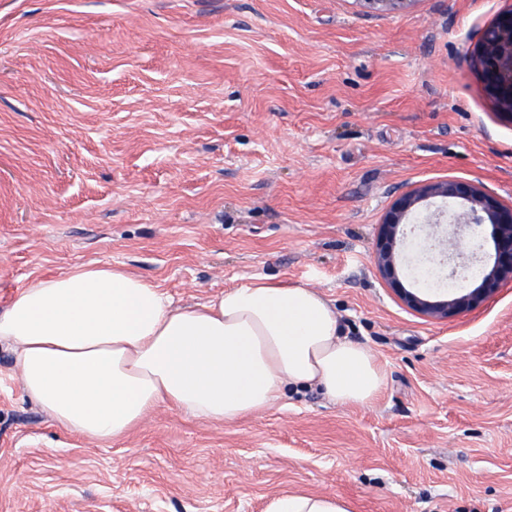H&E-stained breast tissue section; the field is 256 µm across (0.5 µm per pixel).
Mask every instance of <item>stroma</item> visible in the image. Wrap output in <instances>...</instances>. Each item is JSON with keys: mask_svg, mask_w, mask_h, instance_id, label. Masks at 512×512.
Wrapping results in <instances>:
<instances>
[{"mask_svg": "<svg viewBox=\"0 0 512 512\" xmlns=\"http://www.w3.org/2000/svg\"><path fill=\"white\" fill-rule=\"evenodd\" d=\"M512 0H0V308L109 264L174 304L254 277L309 285L384 365L368 407L315 389L231 425L159 407L90 444L0 349V512H512V285L411 311L373 262L433 180L512 204V115L471 59ZM366 13L397 14L411 7L416 0H355ZM267 512H352L350 503L335 494H289L271 501Z\"/></svg>", "mask_w": 512, "mask_h": 512, "instance_id": "35a3bbf8", "label": "stroma"}]
</instances>
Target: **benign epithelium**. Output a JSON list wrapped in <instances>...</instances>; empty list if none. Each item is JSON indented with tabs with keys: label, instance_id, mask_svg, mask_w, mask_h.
Listing matches in <instances>:
<instances>
[{
	"label": "benign epithelium",
	"instance_id": "1",
	"mask_svg": "<svg viewBox=\"0 0 512 512\" xmlns=\"http://www.w3.org/2000/svg\"><path fill=\"white\" fill-rule=\"evenodd\" d=\"M367 13L397 14L416 0H355ZM486 91L504 112H512V8L502 12L480 36L475 58ZM424 219L428 224L448 225V244L455 236L485 224L492 227L495 260L483 271L481 281L471 291L446 300L424 299L403 287L397 277L395 244L399 228L409 218ZM421 251L429 261L450 266L448 276L464 270L469 257L441 249L429 239ZM374 264L380 275L399 293L416 313L436 320L466 312L512 283V205L504 206L489 196L482 186L454 180L429 181L397 197L380 223L379 244Z\"/></svg>",
	"mask_w": 512,
	"mask_h": 512
}]
</instances>
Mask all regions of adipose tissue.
<instances>
[{
  "instance_id": "ef3b65f1",
  "label": "adipose tissue",
  "mask_w": 512,
  "mask_h": 512,
  "mask_svg": "<svg viewBox=\"0 0 512 512\" xmlns=\"http://www.w3.org/2000/svg\"><path fill=\"white\" fill-rule=\"evenodd\" d=\"M1 343L22 393L62 429L100 442L162 406L231 424L276 406L292 387L369 406L387 378L321 292L266 277L177 307L146 277L83 265L37 280L0 308ZM267 512L351 506L334 494H289Z\"/></svg>"
}]
</instances>
